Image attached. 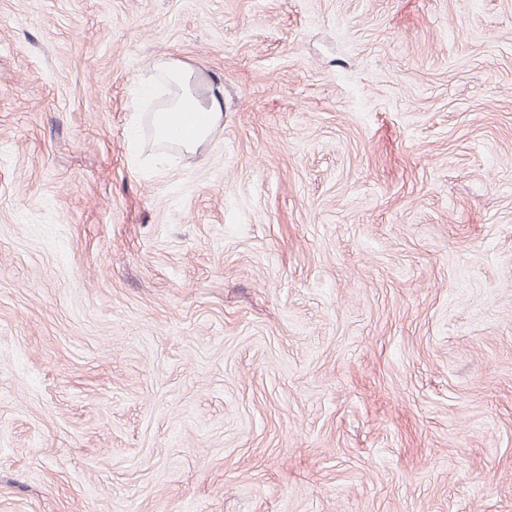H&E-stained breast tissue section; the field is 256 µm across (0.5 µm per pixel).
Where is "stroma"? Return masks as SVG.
<instances>
[{
	"label": "stroma",
	"mask_w": 512,
	"mask_h": 512,
	"mask_svg": "<svg viewBox=\"0 0 512 512\" xmlns=\"http://www.w3.org/2000/svg\"><path fill=\"white\" fill-rule=\"evenodd\" d=\"M0 512H512V0H0ZM163 59V60H162ZM150 77L163 75L180 86L182 92L176 103L152 113V124L159 141H176L187 153L196 154L198 148L220 129L224 128V88L204 86L198 70L191 62L160 58L153 65ZM198 80L205 92L203 101L191 93L190 81ZM191 109L196 112H183ZM181 127L178 135L172 130Z\"/></svg>",
	"instance_id": "1"
}]
</instances>
